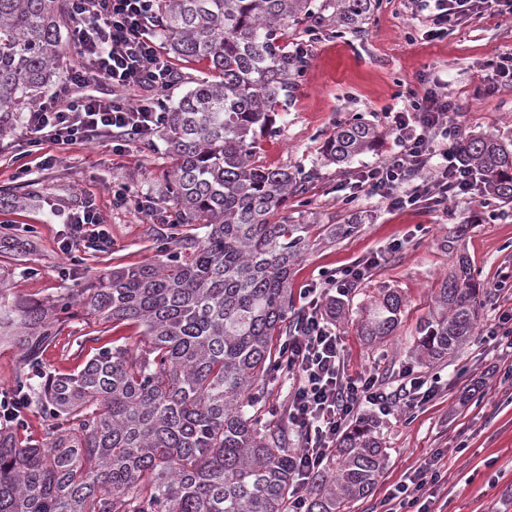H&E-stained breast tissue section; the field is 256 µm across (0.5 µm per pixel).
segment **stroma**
I'll list each match as a JSON object with an SVG mask.
<instances>
[{
  "instance_id": "1",
  "label": "stroma",
  "mask_w": 512,
  "mask_h": 512,
  "mask_svg": "<svg viewBox=\"0 0 512 512\" xmlns=\"http://www.w3.org/2000/svg\"><path fill=\"white\" fill-rule=\"evenodd\" d=\"M310 53L299 87L263 137L262 164L282 168L307 181L302 198H289V223L311 227L310 241L289 277L288 315L297 318L307 284L324 274L384 251L388 259L344 298L335 322L349 373H374L388 390L401 383L404 370L436 381L434 399L416 412L399 408L373 417L388 462L372 492L352 512H382L381 500L434 452H441L439 512H512V379L504 370L512 351L485 337L499 312L512 306V205L483 191L430 208L393 210L379 198L359 192L355 203L342 198L354 171L386 161L395 150L387 114L407 105L410 91L427 82L447 84L461 110L453 114L463 135H486L512 143V83L495 76V56L512 52V12L475 13L457 25L435 27L423 4L378 0L367 23L339 30L331 21L310 35ZM495 93H487L488 84ZM363 117L383 133L378 147L346 163L327 162L322 145L340 119ZM19 132L0 138V302L53 301L79 297L86 283L109 270L136 266L178 251L185 237L202 239L195 224L173 226L163 203L159 178L166 166L165 144L131 143L115 151L101 145L67 150L46 146L56 155L52 167L42 156L27 159L29 173L17 177L11 156ZM126 186L128 201L116 203L113 191ZM92 199L112 235L104 251L65 252L66 216ZM149 214H142V207ZM352 223L350 234L339 227ZM467 263L485 294L476 330L456 353L440 360L415 352L419 327L432 307L431 295L459 263ZM400 292L405 304L393 336L369 343L358 334L364 308L382 290ZM89 333L92 341L76 347L72 339ZM140 330L129 322L95 323L75 318L56 327L42 359L49 372L79 371L103 346L135 347ZM290 382L273 371L254 391L258 426L282 433L284 446L299 448L288 427L285 407Z\"/></svg>"
}]
</instances>
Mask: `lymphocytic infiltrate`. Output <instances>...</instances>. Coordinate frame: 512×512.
Here are the masks:
<instances>
[{"instance_id": "obj_1", "label": "lymphocytic infiltrate", "mask_w": 512, "mask_h": 512, "mask_svg": "<svg viewBox=\"0 0 512 512\" xmlns=\"http://www.w3.org/2000/svg\"><path fill=\"white\" fill-rule=\"evenodd\" d=\"M154 0H71L77 62L68 85L46 91L28 112L15 146L17 158L52 144L61 149L114 141L151 142L167 122L153 92L171 86L174 70L154 34ZM108 83L112 96L89 92ZM455 99L443 85H423L407 106L390 113L398 146L385 162L357 171L358 188L384 199L395 210L421 202L441 204L472 194L477 181L459 157V130L450 119ZM71 244L104 250L112 236L94 202L69 221ZM382 261L375 254L337 270L325 282L304 288L305 303L293 334L280 348V369L291 376L286 410L288 427L301 445L293 455L295 487L290 512H309L308 481L320 471L347 423L361 407L390 412L398 404L413 409L435 395L425 377L407 379L401 392L382 387L374 375L346 371L340 337L327 317L330 296L344 297ZM437 457L424 460L382 501L383 512H430V490L440 480Z\"/></svg>"}]
</instances>
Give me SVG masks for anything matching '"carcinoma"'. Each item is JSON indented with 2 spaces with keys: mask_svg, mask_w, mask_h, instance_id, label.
<instances>
[{
  "mask_svg": "<svg viewBox=\"0 0 512 512\" xmlns=\"http://www.w3.org/2000/svg\"><path fill=\"white\" fill-rule=\"evenodd\" d=\"M377 0H155L162 42L210 75L179 98L159 131L171 165L162 202L173 224L208 229L188 255L122 267L82 289L102 323L143 328L140 349H103L73 374L44 371L42 349L69 302L0 305L15 347L12 391L47 422L41 437L21 420L0 425V512H285L292 454L262 434L251 409L258 382L278 366L274 337L288 322V277L310 227L279 216L304 181L257 159L260 134L297 89L305 59L288 30L328 18L356 29ZM67 0H0V137L14 130L60 74ZM382 133L363 118L336 121L331 162L374 150ZM484 190L512 203V148L472 135L460 143ZM481 288L465 266L436 289L416 351L432 360L473 335ZM404 305L389 289L365 311L360 335L393 334ZM387 461L369 420L339 442L313 481L309 512H349Z\"/></svg>",
  "mask_w": 512,
  "mask_h": 512,
  "instance_id": "cac0c4a2",
  "label": "carcinoma"
}]
</instances>
